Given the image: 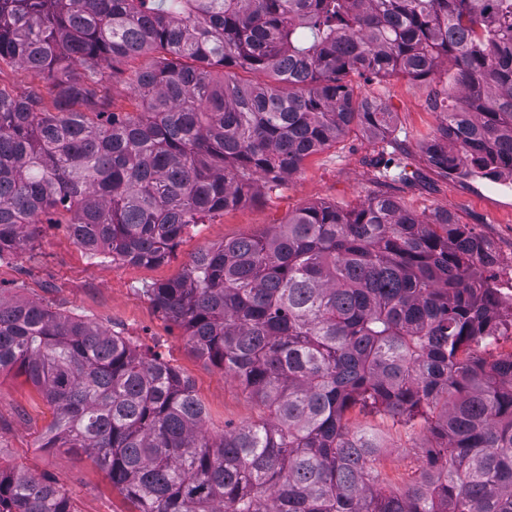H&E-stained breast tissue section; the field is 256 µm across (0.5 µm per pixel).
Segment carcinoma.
<instances>
[{"label": "carcinoma", "instance_id": "1", "mask_svg": "<svg viewBox=\"0 0 512 512\" xmlns=\"http://www.w3.org/2000/svg\"><path fill=\"white\" fill-rule=\"evenodd\" d=\"M143 53L137 112H117L102 69ZM443 56L461 96L433 101L430 163L512 165V0H0V63L45 80L0 88V260L61 208L81 248L160 264L259 180L353 125L390 129L349 73L422 80ZM470 235L383 194L197 252L152 299L267 410L221 434L175 368L1 290L0 372L51 407L41 447L86 454L133 512H512V353L475 350L501 323ZM356 408L426 431L404 489L383 487L384 440L349 425ZM0 512L76 509L56 481L0 468Z\"/></svg>", "mask_w": 512, "mask_h": 512}]
</instances>
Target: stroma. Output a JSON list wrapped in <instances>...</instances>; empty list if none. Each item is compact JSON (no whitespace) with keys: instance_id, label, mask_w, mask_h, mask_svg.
Here are the masks:
<instances>
[{"instance_id":"stroma-1","label":"stroma","mask_w":512,"mask_h":512,"mask_svg":"<svg viewBox=\"0 0 512 512\" xmlns=\"http://www.w3.org/2000/svg\"><path fill=\"white\" fill-rule=\"evenodd\" d=\"M449 68L448 61H441L435 73L423 80L400 74L369 81L350 74L348 81L356 96L378 98L393 112L389 131L374 137L351 127L336 143L308 157L279 186L263 190L258 201L189 228L162 264L133 265L91 257L73 242L67 214L60 210L53 223L41 224L27 250L0 261V289L98 323L180 371L205 405L211 433L257 420L262 408L221 368L192 353L184 330L154 306L152 288L181 275L202 249L244 234L266 233L303 207L331 203L350 210L374 194L392 195L404 209L420 216L446 211L478 231L512 234L511 206L448 176L428 160L426 144L441 122L430 100L446 90ZM391 157L397 168L381 176L382 164ZM51 418L50 407L25 376L13 370L0 372V466L21 467L56 480L77 512H130L128 500L87 457L62 448H41L39 435ZM349 418L353 426H369L384 435L387 450L378 468L387 487L403 489L414 474L424 432L356 410Z\"/></svg>"}]
</instances>
